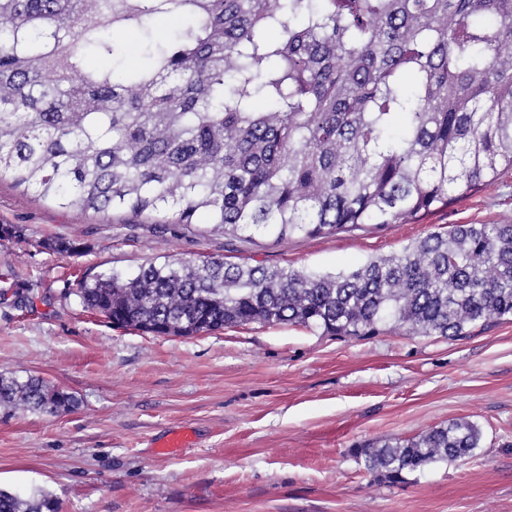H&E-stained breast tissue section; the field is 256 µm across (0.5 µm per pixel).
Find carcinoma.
Masks as SVG:
<instances>
[{
	"label": "carcinoma",
	"mask_w": 512,
	"mask_h": 512,
	"mask_svg": "<svg viewBox=\"0 0 512 512\" xmlns=\"http://www.w3.org/2000/svg\"><path fill=\"white\" fill-rule=\"evenodd\" d=\"M161 16L189 27L154 38ZM141 35L116 71L108 30ZM512 170V0H0V178L64 209L202 218L280 242L406 224ZM113 325L192 336L250 324L462 340L512 317V224H454L335 274L149 261L84 280ZM0 374V410L67 412ZM464 419L351 449L389 483L464 460ZM0 512H56L0 489Z\"/></svg>",
	"instance_id": "carcinoma-1"
}]
</instances>
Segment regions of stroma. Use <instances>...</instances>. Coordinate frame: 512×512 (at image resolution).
<instances>
[{"mask_svg": "<svg viewBox=\"0 0 512 512\" xmlns=\"http://www.w3.org/2000/svg\"><path fill=\"white\" fill-rule=\"evenodd\" d=\"M453 224H512V172L412 224L281 243L61 209L0 180V281L29 298L0 301V373L78 399L0 415V488L47 492L58 512H512V320L461 341L288 324L184 338L114 327L77 294L83 277L175 258L348 271ZM455 418L479 425L480 448L404 482L351 453ZM183 427L192 446L159 454Z\"/></svg>", "mask_w": 512, "mask_h": 512, "instance_id": "stroma-1", "label": "stroma"}]
</instances>
